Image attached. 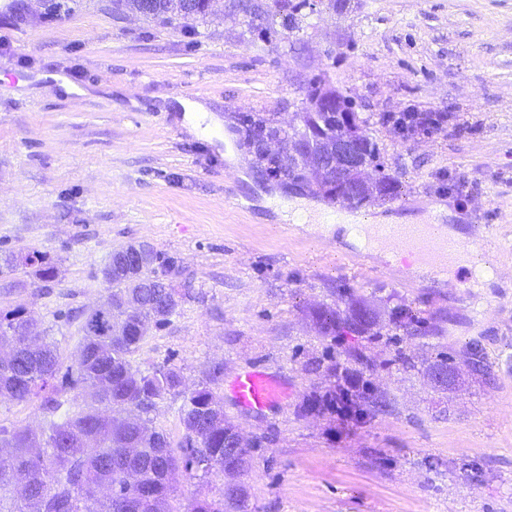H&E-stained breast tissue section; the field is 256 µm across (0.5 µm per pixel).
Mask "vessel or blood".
Returning a JSON list of instances; mask_svg holds the SVG:
<instances>
[{"instance_id":"obj_1","label":"vessel or blood","mask_w":512,"mask_h":512,"mask_svg":"<svg viewBox=\"0 0 512 512\" xmlns=\"http://www.w3.org/2000/svg\"><path fill=\"white\" fill-rule=\"evenodd\" d=\"M355 231L363 238V254H371L380 248L389 252H401L413 256L420 267L447 279L448 270L463 265L464 274L459 282L469 288L478 287L484 278L471 262L474 249L482 246V238L475 237L462 242L448 237L445 225L435 219L422 224H361ZM231 392L237 406L263 410L281 403L286 387L281 379L258 370L240 373L231 382Z\"/></svg>"}]
</instances>
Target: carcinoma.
<instances>
[{"instance_id":"carcinoma-1","label":"carcinoma","mask_w":512,"mask_h":512,"mask_svg":"<svg viewBox=\"0 0 512 512\" xmlns=\"http://www.w3.org/2000/svg\"><path fill=\"white\" fill-rule=\"evenodd\" d=\"M173 0H151L147 16L189 19L208 13L202 0H181L174 14ZM300 131L306 153L326 163V142L336 137V120L325 113L319 121L305 119ZM247 142L258 160L275 177L290 173L288 156L271 154L266 143L287 131L272 118L243 117ZM393 189L384 177L363 189L356 203L384 201ZM160 255L137 268L130 278L104 273L110 292L92 309L83 324V341L77 365L61 371L57 345L49 339L38 318L24 307L0 312V341L17 339L12 361L0 359V402L41 401L49 421L41 433L25 428L0 427V512H175L172 475L181 471L191 479L213 473L228 478L218 497L197 499L188 512H247V492L237 478L252 467L251 449L236 439L237 425L211 389L202 385L189 391L183 405V424L195 434L198 446H171L167 437L149 428L147 415L157 401L180 396L183 378L176 371L154 367L142 371L131 355L139 348L149 324L165 325L175 313L174 289L160 278L154 265ZM37 266L35 274L49 282L56 267L45 255L25 257ZM321 333L362 334L378 325L377 316L362 305L341 313L320 307L312 314ZM364 382L352 406L360 414L367 407L380 408L386 400L369 392ZM74 392L72 411L61 421L53 416L63 407L62 396ZM308 409L321 416L336 414V385L311 398ZM137 451L130 455L127 447ZM231 469L224 470V459Z\"/></svg>"}]
</instances>
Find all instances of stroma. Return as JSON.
Listing matches in <instances>:
<instances>
[{"instance_id": "stroma-1", "label": "stroma", "mask_w": 512, "mask_h": 512, "mask_svg": "<svg viewBox=\"0 0 512 512\" xmlns=\"http://www.w3.org/2000/svg\"><path fill=\"white\" fill-rule=\"evenodd\" d=\"M27 3L0 12V259L39 251L59 273L0 274V311L34 312L76 365L112 252L149 243L184 299L131 360L210 387L245 440H261L243 477L249 512H512V0L308 5L297 31L262 0L268 37L229 10L169 22L112 0H59L52 16ZM323 82L367 120L394 189L357 216L441 205L454 225H490L481 257L499 282L421 288L386 257L362 261L342 232L261 205L331 207L312 183L271 177L242 126L260 113L289 128ZM182 98L212 111L215 135L184 125ZM410 107L447 113V129L396 134L386 115ZM340 289L376 311L381 338L319 332L311 313L338 307ZM401 304L423 332L396 331ZM354 346L373 359L386 408L360 423L308 412L329 385L310 361L343 363ZM401 351L411 368L395 363ZM441 358L459 377L445 390L425 373ZM257 366L286 382L279 407L234 404L232 378ZM222 483L176 474L171 505L184 512Z\"/></svg>"}]
</instances>
